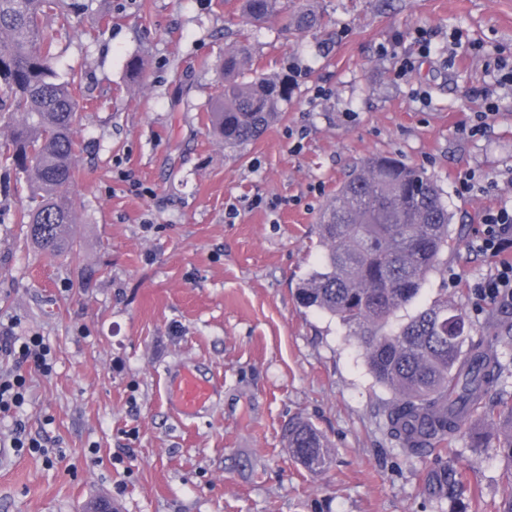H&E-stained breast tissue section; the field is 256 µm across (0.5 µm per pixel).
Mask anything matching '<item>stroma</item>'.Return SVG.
Wrapping results in <instances>:
<instances>
[{
  "label": "stroma",
  "instance_id": "1",
  "mask_svg": "<svg viewBox=\"0 0 512 512\" xmlns=\"http://www.w3.org/2000/svg\"><path fill=\"white\" fill-rule=\"evenodd\" d=\"M240 4L93 0L112 17L99 36L85 18L43 21L60 78L82 80L74 247L35 248L14 220L25 196L0 194V322L44 337L52 363L0 415V434L19 420L46 447L0 460V512H79L96 496L120 512H499V432L476 414L446 449L403 454L358 337L296 293L321 262V208L385 154L432 175L454 215L457 245L417 306L447 298L476 339L512 325L511 304L477 292L499 268L482 215L512 210V0H288L326 19L301 35L276 17L243 26ZM243 40L290 95L232 152L207 107ZM180 366L218 385L192 420L166 398ZM298 418L329 443L321 474L288 454ZM443 473L464 484L454 497Z\"/></svg>",
  "mask_w": 512,
  "mask_h": 512
}]
</instances>
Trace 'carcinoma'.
<instances>
[{
	"label": "carcinoma",
	"mask_w": 512,
	"mask_h": 512,
	"mask_svg": "<svg viewBox=\"0 0 512 512\" xmlns=\"http://www.w3.org/2000/svg\"><path fill=\"white\" fill-rule=\"evenodd\" d=\"M92 0H0V161L17 176L14 191L27 192L16 214L41 249L59 254L73 248L76 213L69 187L78 150L75 122L79 100L71 82L58 80L54 40L43 19L91 11ZM246 17L263 22L280 16L301 33L321 23L306 10L290 14L285 0H243ZM251 59L246 44L224 53V83L207 109L224 148L259 139L288 101V83L276 76L245 79ZM331 218L316 225L321 265L299 288L298 299L337 317L360 339L369 371L393 393L387 407L390 435L407 454L436 449L455 437L470 416L501 385L497 345L469 340L463 311L440 299L398 318L419 296L429 275L456 240L452 215L436 181L389 156H372L353 168L326 206ZM486 417L502 435L509 476L504 507L512 512V406ZM290 457L317 474L331 450L309 422L288 426Z\"/></svg>",
	"instance_id": "1"
}]
</instances>
